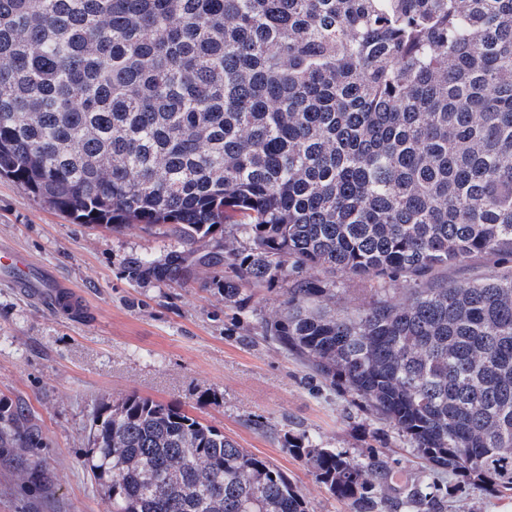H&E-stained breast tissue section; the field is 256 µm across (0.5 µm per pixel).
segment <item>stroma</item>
I'll return each mask as SVG.
<instances>
[{"label":"stroma","mask_w":512,"mask_h":512,"mask_svg":"<svg viewBox=\"0 0 512 512\" xmlns=\"http://www.w3.org/2000/svg\"><path fill=\"white\" fill-rule=\"evenodd\" d=\"M0 242L52 266L87 306L68 315L0 286V406L29 410L40 444L0 448V512H106L104 493L86 468L94 416L130 393L180 407L239 447L284 472L310 512H353L321 484L286 440L313 442L362 461L373 454L390 469L379 495L401 501L438 484L436 512H512V494L457 474L431 471L407 438L344 387L308 376L293 355L263 340L261 322L281 314L285 287L257 291L253 309L224 302L223 290L196 279H131L136 258L162 261L181 252L166 229L132 224L115 231L77 224L17 183L0 179ZM491 255L439 270L464 284L505 271ZM313 277L336 290L347 314L379 291L402 300L408 284L336 270Z\"/></svg>","instance_id":"obj_1"}]
</instances>
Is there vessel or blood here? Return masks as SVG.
I'll use <instances>...</instances> for the list:
<instances>
[{"instance_id":"b4317fda","label":"vessel or blood","mask_w":512,"mask_h":512,"mask_svg":"<svg viewBox=\"0 0 512 512\" xmlns=\"http://www.w3.org/2000/svg\"><path fill=\"white\" fill-rule=\"evenodd\" d=\"M0 284L44 300L53 309L79 313L84 305L72 287L51 268L33 262L11 246L0 244Z\"/></svg>"}]
</instances>
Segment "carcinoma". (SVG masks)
<instances>
[{"label":"carcinoma","instance_id":"cac0c4a2","mask_svg":"<svg viewBox=\"0 0 512 512\" xmlns=\"http://www.w3.org/2000/svg\"><path fill=\"white\" fill-rule=\"evenodd\" d=\"M80 224L164 225L185 250L139 279L224 267V302L287 284L266 341L383 415L413 450L512 492V0H0V177ZM240 214L241 251L194 245ZM410 285L351 314L304 275ZM108 512H309L283 472L136 393L93 420ZM29 415L0 408V448ZM288 447L355 512L385 461ZM435 487L415 494L433 512ZM512 265L503 263L491 255H474L463 263L448 266L439 270L436 277L448 283L464 284L482 280L490 275L503 272Z\"/></svg>","mask_w":512,"mask_h":512}]
</instances>
